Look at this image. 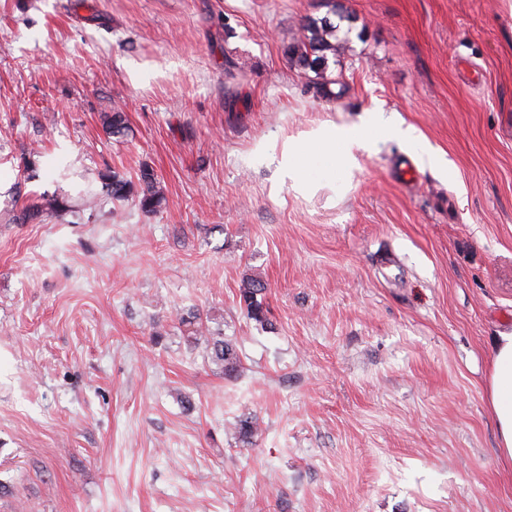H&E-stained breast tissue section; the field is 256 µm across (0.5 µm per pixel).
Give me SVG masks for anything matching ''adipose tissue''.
Here are the masks:
<instances>
[{"mask_svg":"<svg viewBox=\"0 0 512 512\" xmlns=\"http://www.w3.org/2000/svg\"><path fill=\"white\" fill-rule=\"evenodd\" d=\"M389 139L415 143L420 136L413 126L370 112L360 122L338 125L325 121L307 133L288 137L282 144H263L262 149L271 153L282 182L291 187L309 186L317 179L332 187L337 176L359 168L363 154ZM485 394L497 456L512 467V331L493 339Z\"/></svg>","mask_w":512,"mask_h":512,"instance_id":"adipose-tissue-1","label":"adipose tissue"}]
</instances>
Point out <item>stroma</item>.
Wrapping results in <instances>:
<instances>
[{"mask_svg": "<svg viewBox=\"0 0 512 512\" xmlns=\"http://www.w3.org/2000/svg\"><path fill=\"white\" fill-rule=\"evenodd\" d=\"M336 3L348 48L318 77L285 48ZM503 3L0 0V512H512L484 390L512 330ZM368 111L422 139L380 143L343 198L256 152ZM424 145L446 165L399 182ZM145 169L155 212L4 221ZM264 289V284L260 280L250 278L244 282L240 290V298L245 303L247 314L259 322L265 320L262 301L258 300V295L262 294ZM196 318L199 320L197 328L192 331L193 336H188V338L191 341L193 340L192 342H197L204 337L207 342V347L209 348L212 361L223 366L226 374L234 372L239 362L235 344L231 340L225 339L224 336H213L203 321L198 317Z\"/></svg>", "mask_w": 512, "mask_h": 512, "instance_id": "stroma-1", "label": "stroma"}]
</instances>
